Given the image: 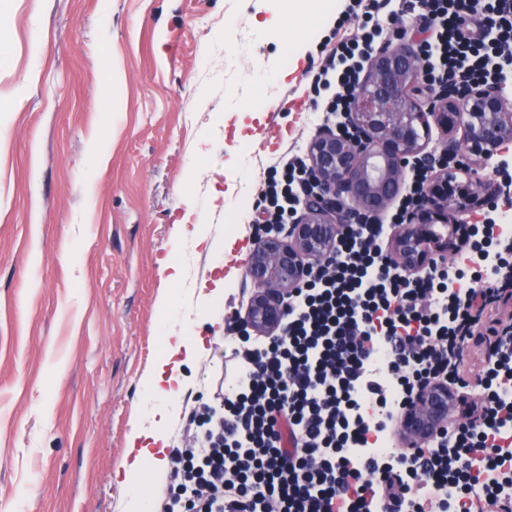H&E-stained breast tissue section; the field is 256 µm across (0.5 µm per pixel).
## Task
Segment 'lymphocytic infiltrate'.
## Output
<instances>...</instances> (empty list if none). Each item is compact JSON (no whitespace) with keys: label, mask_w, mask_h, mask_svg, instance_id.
I'll list each match as a JSON object with an SVG mask.
<instances>
[{"label":"lymphocytic infiltrate","mask_w":512,"mask_h":512,"mask_svg":"<svg viewBox=\"0 0 512 512\" xmlns=\"http://www.w3.org/2000/svg\"><path fill=\"white\" fill-rule=\"evenodd\" d=\"M383 0H351L359 31L337 38L318 78L336 90L325 118L348 110L358 74L383 32ZM427 25V77L449 92L512 65V0H412ZM265 192L268 221L287 224L310 180L300 157ZM382 224L348 225L332 272L313 269L288 299L276 336L243 335L233 382L205 406L200 430L175 449L177 484L164 512H512V340L494 306L493 225L453 272L413 276L383 251ZM484 344L479 371L463 360ZM477 391L466 421L422 448L396 447L401 407L429 381Z\"/></svg>","instance_id":"obj_1"}]
</instances>
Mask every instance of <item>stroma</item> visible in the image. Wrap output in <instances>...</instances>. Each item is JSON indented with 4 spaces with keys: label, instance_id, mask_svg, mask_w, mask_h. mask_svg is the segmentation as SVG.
Returning a JSON list of instances; mask_svg holds the SVG:
<instances>
[{
    "label": "stroma",
    "instance_id": "1",
    "mask_svg": "<svg viewBox=\"0 0 512 512\" xmlns=\"http://www.w3.org/2000/svg\"><path fill=\"white\" fill-rule=\"evenodd\" d=\"M32 11L33 0H0L11 60L0 68V512H123L115 466L162 336L194 333L210 350L186 370L194 386L170 426L179 447L186 414L233 369L220 348L254 288L238 251L254 247L262 184L284 156L307 150L313 106L330 97L314 92V77L337 29L358 23L338 14L278 82L285 36L258 27L256 0H45ZM113 68L124 85L108 123L98 102ZM257 105L265 122L235 158L224 115ZM97 138L110 158L93 170ZM188 203L202 233L238 237L223 257L235 277L214 324L202 322L193 289L213 258L190 243L177 257V314L156 307L157 260Z\"/></svg>",
    "mask_w": 512,
    "mask_h": 512
}]
</instances>
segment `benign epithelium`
<instances>
[{
	"label": "benign epithelium",
	"instance_id": "obj_1",
	"mask_svg": "<svg viewBox=\"0 0 512 512\" xmlns=\"http://www.w3.org/2000/svg\"><path fill=\"white\" fill-rule=\"evenodd\" d=\"M421 46L418 36L404 35L379 48L343 124H327L311 140L313 186L303 190L291 224L256 239L248 268L255 291L242 320L248 330L260 336L282 331L288 296L332 255L344 225L380 220L401 196L411 164L425 163L426 184L391 240L395 263L407 273L432 271L457 246L436 225L457 224L498 196L497 181L476 176L462 184L443 159L463 147L479 171L512 145V100L502 79L450 97L425 78ZM434 126L447 134L438 153L428 150ZM462 402V394L430 380L401 413L402 447L419 448L444 432L449 412Z\"/></svg>",
	"mask_w": 512,
	"mask_h": 512
}]
</instances>
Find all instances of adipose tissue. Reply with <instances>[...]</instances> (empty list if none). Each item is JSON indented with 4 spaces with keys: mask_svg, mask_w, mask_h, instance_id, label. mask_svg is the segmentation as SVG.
I'll return each instance as SVG.
<instances>
[{
    "mask_svg": "<svg viewBox=\"0 0 512 512\" xmlns=\"http://www.w3.org/2000/svg\"><path fill=\"white\" fill-rule=\"evenodd\" d=\"M257 10L261 15L259 25L266 29H287L286 18L290 15L305 19L304 27L287 29L288 52L292 61L297 63L306 59L321 32L335 21L339 3L338 0H289L287 11L282 12L259 0ZM188 240L210 254L221 248L232 251L236 244L231 237L219 243L202 235L198 229L196 209L186 206L173 221L171 247L168 255L160 261V272L168 286L157 302L161 313H169L176 300L173 289L183 282V267L175 257ZM205 352L203 337L169 331L163 338V351L145 378L150 398L157 405L155 413L161 422L151 427L139 422L133 425L126 453L115 469L116 480L131 490L126 503L127 512H146L148 508L147 503L134 493L143 475H153L161 484L167 479L166 449L171 444V436L164 423L180 409L181 398L191 385L190 378L183 371L184 366L199 360Z\"/></svg>",
    "mask_w": 512,
    "mask_h": 512,
    "instance_id": "1",
    "label": "adipose tissue"
}]
</instances>
